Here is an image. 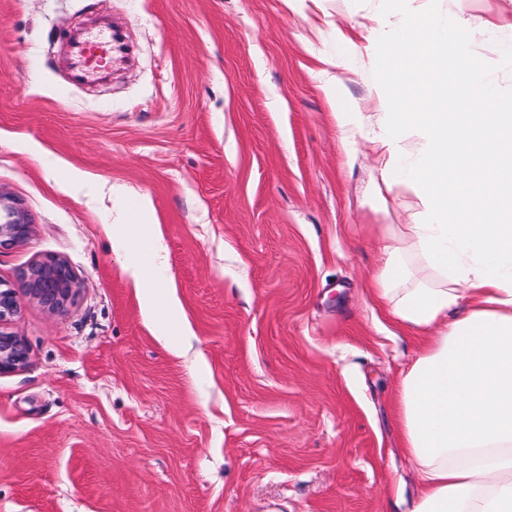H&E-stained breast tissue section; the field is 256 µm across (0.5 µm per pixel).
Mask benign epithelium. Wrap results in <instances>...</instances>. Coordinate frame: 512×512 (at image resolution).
Listing matches in <instances>:
<instances>
[{"label": "benign epithelium", "instance_id": "1", "mask_svg": "<svg viewBox=\"0 0 512 512\" xmlns=\"http://www.w3.org/2000/svg\"><path fill=\"white\" fill-rule=\"evenodd\" d=\"M31 226L24 213L17 208L7 210V219L0 220V249L23 244L30 235ZM20 289L0 287V374L24 367L28 361V347L24 339L6 331V326L18 315L21 301L18 291L43 305L51 312H60L71 303L79 288L70 265L61 258L36 259L19 274Z\"/></svg>", "mask_w": 512, "mask_h": 512}]
</instances>
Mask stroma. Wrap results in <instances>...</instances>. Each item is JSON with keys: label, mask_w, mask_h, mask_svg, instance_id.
I'll list each match as a JSON object with an SVG mask.
<instances>
[{"label": "stroma", "mask_w": 512, "mask_h": 512, "mask_svg": "<svg viewBox=\"0 0 512 512\" xmlns=\"http://www.w3.org/2000/svg\"><path fill=\"white\" fill-rule=\"evenodd\" d=\"M425 14L512 106V0H0V196L31 224L0 283L48 256L80 283L8 326L0 512H407L392 411L424 335L368 282L378 225L420 203L373 196L365 138ZM111 29V83H70L72 36ZM325 72L371 118L352 161ZM154 232L172 318L112 248Z\"/></svg>", "instance_id": "obj_1"}]
</instances>
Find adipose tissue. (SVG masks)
Segmentation results:
<instances>
[{"label":"adipose tissue","mask_w":512,"mask_h":512,"mask_svg":"<svg viewBox=\"0 0 512 512\" xmlns=\"http://www.w3.org/2000/svg\"><path fill=\"white\" fill-rule=\"evenodd\" d=\"M463 40L433 17L408 26L389 81L415 93L381 97L388 133L371 140L384 189L406 183L422 204L384 226L369 280L401 325L429 335L393 413L421 479L411 512H512V113L474 72L457 82L460 108L441 75ZM406 132L416 158L402 168ZM117 246L131 248L126 272L153 313L160 237Z\"/></svg>","instance_id":"obj_1"}]
</instances>
